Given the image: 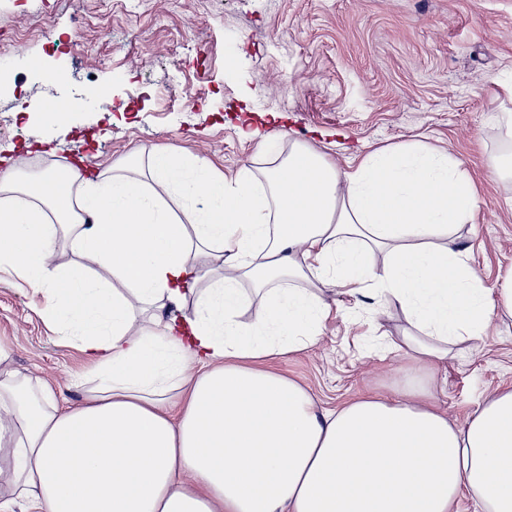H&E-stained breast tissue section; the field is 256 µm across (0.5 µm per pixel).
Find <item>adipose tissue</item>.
Listing matches in <instances>:
<instances>
[{
    "label": "adipose tissue",
    "mask_w": 512,
    "mask_h": 512,
    "mask_svg": "<svg viewBox=\"0 0 512 512\" xmlns=\"http://www.w3.org/2000/svg\"><path fill=\"white\" fill-rule=\"evenodd\" d=\"M20 183L0 175V271L40 292L97 379L82 403L19 382L0 346V450L24 512H456L472 494L512 512V388L465 427L408 385L318 412L272 362L305 349L330 310L310 281L400 307L416 362L479 349L494 304L461 246L477 190L458 160L381 151L342 170L311 148L257 178L151 153ZM73 259L54 262L58 246ZM278 276L302 288L272 286ZM256 285L259 309L242 319Z\"/></svg>",
    "instance_id": "1"
}]
</instances>
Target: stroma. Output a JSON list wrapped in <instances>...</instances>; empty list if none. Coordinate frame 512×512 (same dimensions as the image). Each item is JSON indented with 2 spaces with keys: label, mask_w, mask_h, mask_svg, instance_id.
Returning a JSON list of instances; mask_svg holds the SVG:
<instances>
[{
  "label": "stroma",
  "mask_w": 512,
  "mask_h": 512,
  "mask_svg": "<svg viewBox=\"0 0 512 512\" xmlns=\"http://www.w3.org/2000/svg\"><path fill=\"white\" fill-rule=\"evenodd\" d=\"M50 20L73 46L47 54L35 30ZM28 30L10 58L0 110V173L18 157L60 168L64 154L94 174L154 151L199 157L224 174L259 170L297 146L341 169L396 147L448 151L478 190L462 245L486 288L512 268V0H0V32ZM57 73L31 80L32 67ZM168 92L159 107L152 90ZM202 89L204 103L185 95ZM81 102L45 119L50 104ZM330 306L322 335L277 369L319 409L367 394L397 398L406 382L432 388L458 425L488 395L512 386V318L490 316L479 351L455 348L444 364L416 365L386 351L407 326L397 307L321 286ZM39 300L0 272V344L20 377L54 386L68 404L91 386L72 339L52 333Z\"/></svg>",
  "instance_id": "1"
}]
</instances>
